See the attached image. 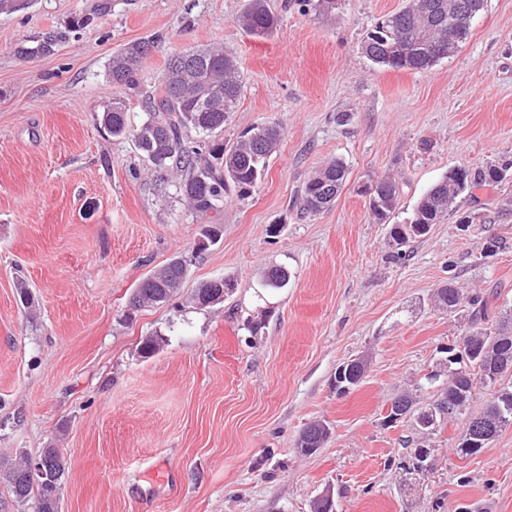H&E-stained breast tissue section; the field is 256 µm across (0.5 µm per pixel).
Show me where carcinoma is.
Masks as SVG:
<instances>
[{
	"label": "carcinoma",
	"mask_w": 512,
	"mask_h": 512,
	"mask_svg": "<svg viewBox=\"0 0 512 512\" xmlns=\"http://www.w3.org/2000/svg\"><path fill=\"white\" fill-rule=\"evenodd\" d=\"M430 9L423 8V3ZM467 5L472 15L485 8V0H410L403 10L384 16L368 30L361 41V53L375 65L392 69L427 70L442 59L453 56L466 40L470 26L459 24L453 42L440 43L429 36L432 26L443 20H457L461 5ZM241 22L252 34L264 37L276 31L280 18L266 5V0H248ZM150 43L134 41L116 51L108 63L112 85L136 89V75L143 59L149 54ZM201 58L180 60L190 53L186 49L173 54L165 64L162 80L142 94L145 118L131 123L129 102L116 96L112 105L101 114L100 121L116 139L131 140L140 152L148 170L156 178L175 176V193L184 200L196 217L211 228L205 238L212 241L219 235L218 226L224 213V200L233 192L239 198L250 196L264 179L270 160L276 154L282 135V125L269 121L244 132L232 144L224 143V125L235 111L242 95V79L235 57L221 47H201ZM198 137L190 138V132ZM348 177V167L335 159L318 170L302 186L300 209L315 216L333 205ZM512 182V160L490 164L475 170H448L442 180L428 188L411 215L389 231L388 246L396 251L409 242L426 236L432 225L446 217L456 198L484 186ZM372 200L369 210L378 224H387L397 208L399 186L395 179L382 177L369 185ZM206 247L190 255L178 254L153 270L133 289L129 304L133 309L162 306L180 290L188 265ZM268 287L284 288L290 280L285 266H273L264 274ZM233 291L230 281L217 288L205 281L195 289L192 301L199 307L224 297ZM434 303L455 313L468 304V329L460 340L448 345V351L428 375L429 381L446 378L445 387L434 400L425 403L419 396L401 394L409 423L415 437L406 440L408 449L403 458L406 466L400 474V486L412 491L435 468V448L431 436L448 431V441L461 458L478 454L503 429L512 426V386H503L483 407L473 409L472 403L483 390L492 387L482 377L494 380L495 374L512 371V309H508L496 324L484 327L488 301L480 294L464 297L453 282L436 289ZM367 365L347 360L344 379L336 384L352 389L362 382ZM476 417L485 426L486 436L477 441L471 435L469 419ZM329 436L320 422L302 429L297 449L311 454ZM45 476L36 481L22 456L12 461L0 460V479L11 490L16 502H36V512H60V490L67 470V460L60 449L45 448L41 452Z\"/></svg>",
	"instance_id": "obj_1"
}]
</instances>
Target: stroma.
I'll use <instances>...</instances> for the list:
<instances>
[{
	"instance_id": "1",
	"label": "stroma",
	"mask_w": 512,
	"mask_h": 512,
	"mask_svg": "<svg viewBox=\"0 0 512 512\" xmlns=\"http://www.w3.org/2000/svg\"><path fill=\"white\" fill-rule=\"evenodd\" d=\"M103 1L33 0L0 14V459L65 449L60 512H311L329 487L336 512H512V427L467 459L436 438V469L408 498L390 465L408 429L385 422L401 392H437L425 375L464 328L434 306L436 288L451 280L490 296L492 319L512 306L506 189L459 197L398 257L362 192L395 177L400 221L448 169L512 159V0H487L459 51L423 71L379 67L360 50L408 0H337L330 12L267 0L282 22L263 38L238 21L246 0ZM50 34L53 54H19ZM132 41L153 45L144 89L174 52L224 45L244 83L225 139L283 126L267 176L249 197L226 199L221 235L180 294L134 313L131 291L191 253L206 226L99 123L125 94L106 65ZM336 158L349 175L335 204L299 219L298 190ZM461 210L484 223L460 227ZM280 264L287 287H266L264 272ZM216 277L232 293L195 308L192 293ZM155 333L163 345L142 358ZM361 355L363 382L337 394V365ZM315 420L330 436L300 454Z\"/></svg>"
}]
</instances>
